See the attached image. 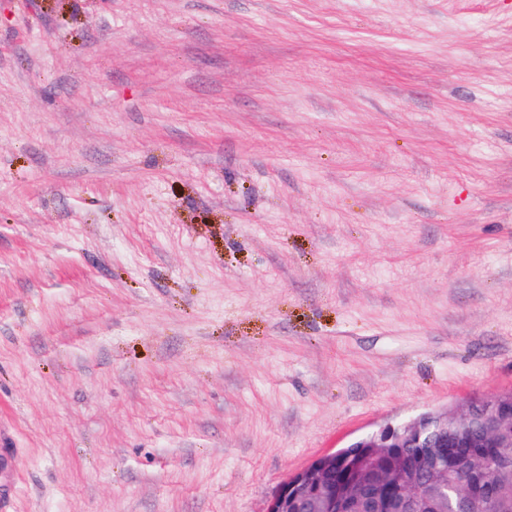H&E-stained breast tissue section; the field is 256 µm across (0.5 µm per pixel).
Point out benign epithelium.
Segmentation results:
<instances>
[{"mask_svg": "<svg viewBox=\"0 0 512 512\" xmlns=\"http://www.w3.org/2000/svg\"><path fill=\"white\" fill-rule=\"evenodd\" d=\"M480 428H475L472 403L459 411H427L405 422H388L356 439L365 452L356 469L336 481L342 451L313 460L282 483L265 512H416L427 502L425 485L405 481L394 469L378 467L377 457L388 448H446L448 440L465 448L512 446V391L482 397Z\"/></svg>", "mask_w": 512, "mask_h": 512, "instance_id": "benign-epithelium-1", "label": "benign epithelium"}]
</instances>
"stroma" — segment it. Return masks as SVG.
Masks as SVG:
<instances>
[{"mask_svg": "<svg viewBox=\"0 0 512 512\" xmlns=\"http://www.w3.org/2000/svg\"><path fill=\"white\" fill-rule=\"evenodd\" d=\"M512 390V0H0L10 512H265Z\"/></svg>", "mask_w": 512, "mask_h": 512, "instance_id": "stroma-1", "label": "stroma"}]
</instances>
